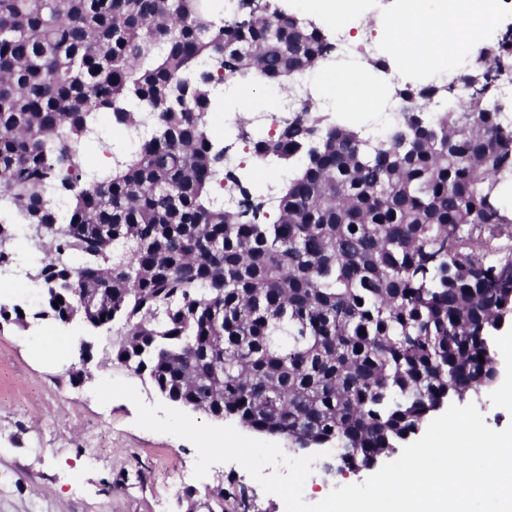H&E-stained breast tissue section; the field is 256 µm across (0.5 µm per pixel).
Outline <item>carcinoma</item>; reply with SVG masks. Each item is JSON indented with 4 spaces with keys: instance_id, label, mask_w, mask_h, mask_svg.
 <instances>
[{
    "instance_id": "1",
    "label": "carcinoma",
    "mask_w": 512,
    "mask_h": 512,
    "mask_svg": "<svg viewBox=\"0 0 512 512\" xmlns=\"http://www.w3.org/2000/svg\"><path fill=\"white\" fill-rule=\"evenodd\" d=\"M327 49L320 26L267 2L226 19L211 0H0V266L31 242L44 298L31 319L103 330L102 363L351 471L497 379L512 253L479 247L512 234L498 204L512 125L491 96L512 32L404 142L313 103L251 139L288 168L263 208L212 135L216 88L259 74L290 90ZM437 90L399 94L425 109ZM158 99L150 136L87 168L100 115L120 132ZM225 184L255 205L224 207Z\"/></svg>"
}]
</instances>
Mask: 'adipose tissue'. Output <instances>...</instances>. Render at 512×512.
<instances>
[{
  "instance_id": "obj_1",
  "label": "adipose tissue",
  "mask_w": 512,
  "mask_h": 512,
  "mask_svg": "<svg viewBox=\"0 0 512 512\" xmlns=\"http://www.w3.org/2000/svg\"><path fill=\"white\" fill-rule=\"evenodd\" d=\"M498 18L486 0H405L403 7L387 21L394 45L409 67L439 69L454 76L460 59L448 54L449 46L468 50L480 37L493 33ZM327 89L336 98V107L374 104L383 90L370 71L353 74L327 71Z\"/></svg>"
}]
</instances>
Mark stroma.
Listing matches in <instances>:
<instances>
[{
  "label": "stroma",
  "instance_id": "stroma-1",
  "mask_svg": "<svg viewBox=\"0 0 512 512\" xmlns=\"http://www.w3.org/2000/svg\"><path fill=\"white\" fill-rule=\"evenodd\" d=\"M50 321L0 326V512H285L237 463L193 475L195 450L186 440L135 424L124 398L99 404L93 389L105 378L134 385L145 403L161 395L125 367L97 356L103 332L72 325L92 343L84 380L71 381L72 358L58 353ZM499 378L476 406L488 427L512 424V323L498 332ZM224 489L216 502V489Z\"/></svg>",
  "mask_w": 512,
  "mask_h": 512
}]
</instances>
